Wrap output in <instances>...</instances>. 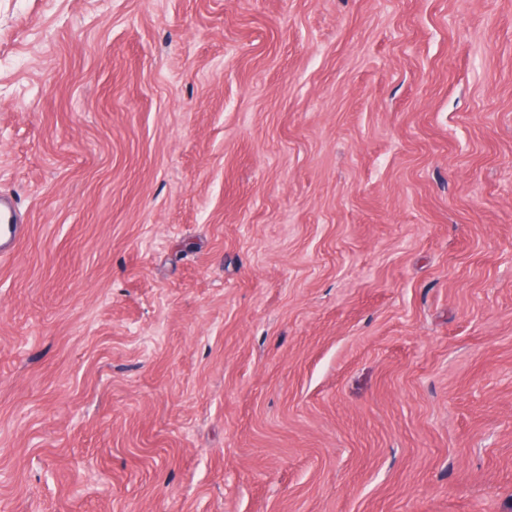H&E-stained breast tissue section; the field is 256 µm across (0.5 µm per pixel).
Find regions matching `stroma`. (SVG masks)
Segmentation results:
<instances>
[{"instance_id": "stroma-1", "label": "stroma", "mask_w": 512, "mask_h": 512, "mask_svg": "<svg viewBox=\"0 0 512 512\" xmlns=\"http://www.w3.org/2000/svg\"><path fill=\"white\" fill-rule=\"evenodd\" d=\"M0 512H512V0H0Z\"/></svg>"}]
</instances>
